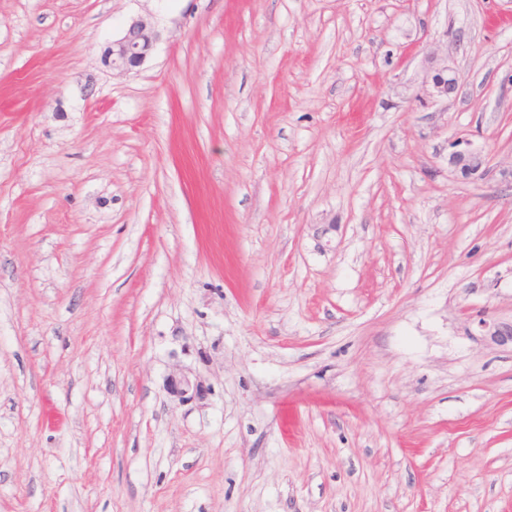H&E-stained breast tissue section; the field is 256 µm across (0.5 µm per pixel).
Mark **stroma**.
Returning <instances> with one entry per match:
<instances>
[{"label": "stroma", "mask_w": 512, "mask_h": 512, "mask_svg": "<svg viewBox=\"0 0 512 512\" xmlns=\"http://www.w3.org/2000/svg\"><path fill=\"white\" fill-rule=\"evenodd\" d=\"M510 168L512 0H0V512H512ZM159 33L142 20H132L112 41L107 58L112 68L131 72L140 68L151 55ZM433 89L438 97H446L447 99L454 96L459 87V80L452 68H447L438 72L432 79ZM450 163L464 176L479 173L486 164V156L481 151L464 148L450 155Z\"/></svg>", "instance_id": "stroma-1"}]
</instances>
